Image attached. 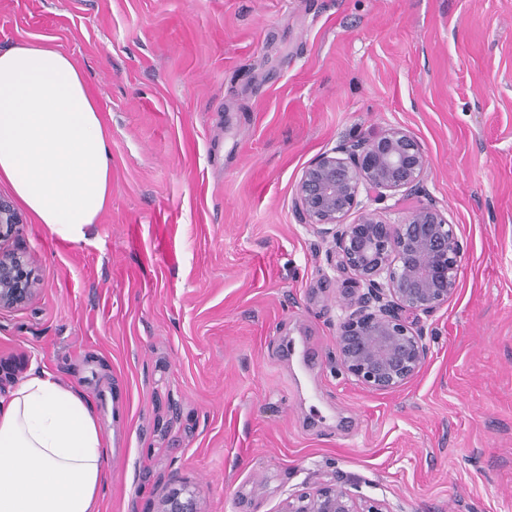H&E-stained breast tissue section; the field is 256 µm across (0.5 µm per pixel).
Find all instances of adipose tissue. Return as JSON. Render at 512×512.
Returning a JSON list of instances; mask_svg holds the SVG:
<instances>
[{
  "label": "adipose tissue",
  "mask_w": 512,
  "mask_h": 512,
  "mask_svg": "<svg viewBox=\"0 0 512 512\" xmlns=\"http://www.w3.org/2000/svg\"><path fill=\"white\" fill-rule=\"evenodd\" d=\"M112 149L74 60L48 38L0 51V181L84 240L112 196ZM108 448L85 395L33 368L0 397V512H97Z\"/></svg>",
  "instance_id": "obj_1"
}]
</instances>
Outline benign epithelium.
Segmentation results:
<instances>
[{
    "label": "benign epithelium",
    "instance_id": "7a95c632",
    "mask_svg": "<svg viewBox=\"0 0 512 512\" xmlns=\"http://www.w3.org/2000/svg\"><path fill=\"white\" fill-rule=\"evenodd\" d=\"M429 166L419 139L401 127L368 139L342 143L318 156L302 172L295 211L301 224L329 244L327 256L349 301L337 325L336 352L344 371L360 386L393 391L407 384L428 359L430 317L458 291L467 246L456 225L434 203L409 210L398 224L373 205L398 193L416 195ZM357 212L359 217L348 222ZM23 223L14 205L0 196V309L21 305L41 290L28 257L9 248ZM156 512H200L197 491L172 488ZM279 512H393L359 485L322 482L288 497Z\"/></svg>",
    "mask_w": 512,
    "mask_h": 512
}]
</instances>
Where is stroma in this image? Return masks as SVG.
<instances>
[{
    "label": "stroma",
    "instance_id": "obj_1",
    "mask_svg": "<svg viewBox=\"0 0 512 512\" xmlns=\"http://www.w3.org/2000/svg\"><path fill=\"white\" fill-rule=\"evenodd\" d=\"M47 37L112 142L73 243L23 213L40 280L0 309V395L32 365L112 441L100 512H278L338 480L394 512H512V0H0V50ZM391 126L467 246L404 387L336 356L343 274L300 223L303 169ZM315 348L308 365L287 356ZM155 512H200L196 489L183 483L172 488L161 498Z\"/></svg>",
    "mask_w": 512,
    "mask_h": 512
}]
</instances>
